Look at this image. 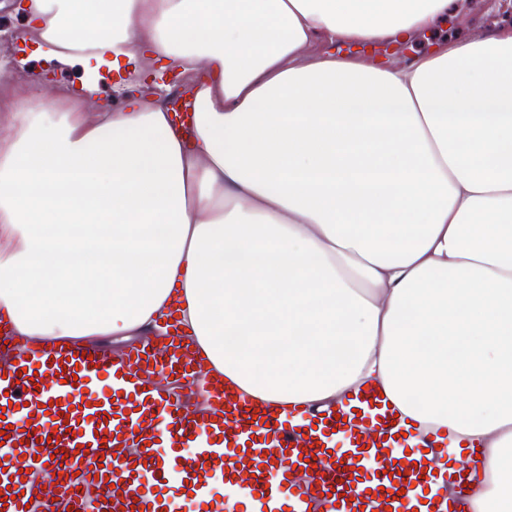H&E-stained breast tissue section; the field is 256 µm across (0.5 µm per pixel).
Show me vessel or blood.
Segmentation results:
<instances>
[{"label": "vessel or blood", "instance_id": "b4317fda", "mask_svg": "<svg viewBox=\"0 0 512 512\" xmlns=\"http://www.w3.org/2000/svg\"><path fill=\"white\" fill-rule=\"evenodd\" d=\"M169 331L115 360L72 346L33 351L0 329V456L36 458L51 475L45 484L14 466L0 471V512L32 502L54 512L59 499L73 512H186L191 496L222 512L242 498L253 512H468L477 449L435 470L447 431L402 427L371 390L281 416L217 384L214 412L185 411L170 389L192 390L199 365L178 327Z\"/></svg>", "mask_w": 512, "mask_h": 512}]
</instances>
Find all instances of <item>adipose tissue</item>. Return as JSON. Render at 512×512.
<instances>
[{
	"instance_id": "ef3b65f1",
	"label": "adipose tissue",
	"mask_w": 512,
	"mask_h": 512,
	"mask_svg": "<svg viewBox=\"0 0 512 512\" xmlns=\"http://www.w3.org/2000/svg\"><path fill=\"white\" fill-rule=\"evenodd\" d=\"M85 77L0 106V316L42 346L157 336L286 414L385 391L481 446L471 512H512V27L376 67L468 0H30ZM194 83L89 104L102 71ZM29 268L52 271L36 283ZM340 44L355 43H339L334 46L336 55H362L367 56L369 60L377 66H386L406 54L415 52H424L430 48V42L421 41L408 47L389 44H377L370 47L366 46H340ZM338 47V48H337ZM362 53V54H361Z\"/></svg>"
}]
</instances>
